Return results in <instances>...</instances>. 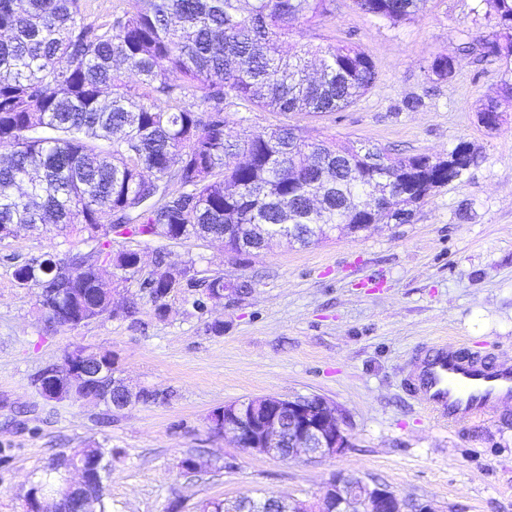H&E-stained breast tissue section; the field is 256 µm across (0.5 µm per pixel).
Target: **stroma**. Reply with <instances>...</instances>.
Wrapping results in <instances>:
<instances>
[{"instance_id":"35a3bbf8","label":"stroma","mask_w":512,"mask_h":512,"mask_svg":"<svg viewBox=\"0 0 512 512\" xmlns=\"http://www.w3.org/2000/svg\"><path fill=\"white\" fill-rule=\"evenodd\" d=\"M326 22L297 40L346 42L372 59L374 87L344 111L285 116L240 105V138L280 123L385 147L445 156L469 143L477 162L437 188L407 224H372L307 247L269 243L252 254L222 241L165 243L169 262L223 274L226 298L198 312L174 294L164 314L142 302L137 321L102 317L69 327L39 322L33 290L16 267L69 241L56 227L19 230L0 242V512L24 497L60 456L91 443L112 450L107 512H199L203 501L243 496L306 499L337 472L352 471L434 512H512V402L448 425L405 387L415 355L443 341L512 362V65L459 45L489 38V0H427L410 21L365 15L335 0ZM454 56L448 79L429 70ZM497 94L502 115L485 128L478 111ZM248 282L246 290L237 285ZM220 321L224 331H208ZM80 344L111 352L133 388L167 401L121 411L44 399L37 372ZM320 396L335 408L349 446L336 456L284 460L215 434L210 414L261 396ZM201 470L180 468L185 457Z\"/></svg>"}]
</instances>
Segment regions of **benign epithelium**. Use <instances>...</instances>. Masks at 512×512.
<instances>
[{
	"label": "benign epithelium",
	"mask_w": 512,
	"mask_h": 512,
	"mask_svg": "<svg viewBox=\"0 0 512 512\" xmlns=\"http://www.w3.org/2000/svg\"><path fill=\"white\" fill-rule=\"evenodd\" d=\"M108 358L90 349L74 351L58 364L44 368L45 376L55 385L45 386L47 396L72 401L77 396L92 403L99 399V385ZM254 405L250 418L237 404L224 407V416L211 421L212 431L231 438L237 446L261 455H278L285 459L305 456L309 459L332 457L348 447V437L341 429L335 410L326 402L310 404L309 399L262 397ZM296 440L294 448H281L283 436ZM100 459H90L83 452L65 457L66 477L62 485L44 493L29 506L30 512H97L99 501L86 493L90 471ZM265 512H433L430 505L409 500L381 484L355 483L351 474L339 472L314 495L313 500L293 499L284 502L267 498Z\"/></svg>",
	"instance_id": "obj_1"
}]
</instances>
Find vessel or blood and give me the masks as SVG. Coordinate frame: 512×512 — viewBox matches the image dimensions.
<instances>
[{
  "instance_id": "1",
  "label": "vessel or blood",
  "mask_w": 512,
  "mask_h": 512,
  "mask_svg": "<svg viewBox=\"0 0 512 512\" xmlns=\"http://www.w3.org/2000/svg\"><path fill=\"white\" fill-rule=\"evenodd\" d=\"M416 384L440 422L458 423L512 399V364H491L462 344H438L417 367Z\"/></svg>"
}]
</instances>
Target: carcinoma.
I'll return each instance as SVG.
<instances>
[{
    "mask_svg": "<svg viewBox=\"0 0 512 512\" xmlns=\"http://www.w3.org/2000/svg\"><path fill=\"white\" fill-rule=\"evenodd\" d=\"M333 0H120L105 21L89 18L84 0H0V242L6 227L53 224L77 233L91 250L50 252L19 265V287L36 291L45 321L58 325L43 296L63 295L77 327L106 310L112 281L101 278L105 255L112 276L136 285L122 309L135 319L148 297L162 313L166 298L187 290L193 304L224 289V276L201 275L194 262L173 267L159 247L154 263L167 268L146 279L139 251L112 252L111 235L182 241L201 225L242 253L237 235L250 224L254 251L265 237L289 246L326 239L327 230L364 224H405L431 192L474 163L458 144L445 157H392L385 167L365 162L371 149L329 142L288 124L231 140V107L268 112L342 111L374 85L368 54L350 44L325 48L291 42L300 20L322 22ZM426 0H356L364 13L392 22L416 15ZM498 16L495 38L482 53L512 58V0H489ZM449 55L430 70L452 71ZM137 76L127 80L126 74ZM479 115L498 128L497 98ZM90 489L106 508L110 448ZM53 466L30 488L62 483Z\"/></svg>",
    "mask_w": 512,
    "mask_h": 512,
    "instance_id": "obj_1",
    "label": "carcinoma"
}]
</instances>
